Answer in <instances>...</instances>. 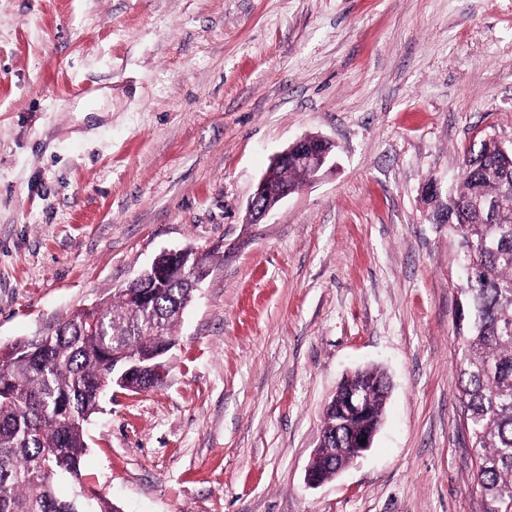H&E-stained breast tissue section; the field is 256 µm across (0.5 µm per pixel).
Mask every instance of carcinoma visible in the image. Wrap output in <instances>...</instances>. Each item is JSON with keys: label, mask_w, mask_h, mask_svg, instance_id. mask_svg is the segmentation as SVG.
Returning <instances> with one entry per match:
<instances>
[{"label": "carcinoma", "mask_w": 512, "mask_h": 512, "mask_svg": "<svg viewBox=\"0 0 512 512\" xmlns=\"http://www.w3.org/2000/svg\"><path fill=\"white\" fill-rule=\"evenodd\" d=\"M432 218L466 207L470 223L450 224L464 261L459 285L465 319L455 324L464 351L456 366L459 401L479 465L472 482L483 512H512V151L488 138L463 157L448 203L433 194ZM194 289L186 282L136 279L111 301L76 311L39 336L0 352V512H120L106 498L57 496L58 479L86 489L85 425L111 388L137 393L159 385L151 370L168 367L161 340ZM365 409L324 415L316 479L353 462L350 439L378 427L385 376L364 369Z\"/></svg>", "instance_id": "obj_1"}]
</instances>
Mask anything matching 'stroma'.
Returning a JSON list of instances; mask_svg holds the SVG:
<instances>
[{
	"label": "stroma",
	"instance_id": "stroma-1",
	"mask_svg": "<svg viewBox=\"0 0 512 512\" xmlns=\"http://www.w3.org/2000/svg\"><path fill=\"white\" fill-rule=\"evenodd\" d=\"M307 134L325 170L249 223ZM485 136L512 145V0H0V349L161 251L211 254L164 384L91 417L92 489L121 512H481L457 244L421 194ZM361 367L391 381L382 426L308 487ZM322 140L323 144H320L313 142L308 136H302L273 158L258 182L248 205L254 224L264 220L280 201L293 193V189L288 184H280L275 194H271V185L279 170L287 168L288 165H297L307 169L309 177H314L320 172L332 152V145Z\"/></svg>",
	"mask_w": 512,
	"mask_h": 512
}]
</instances>
